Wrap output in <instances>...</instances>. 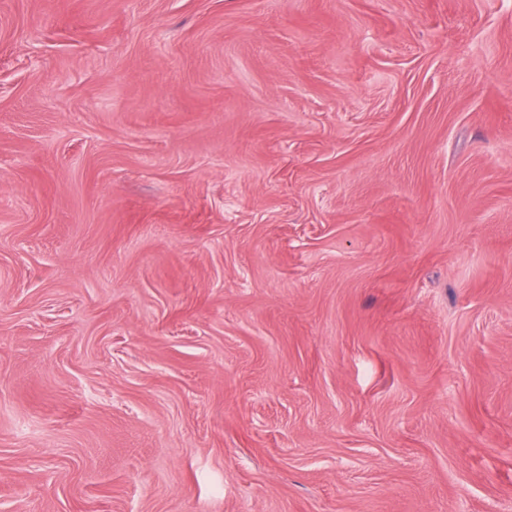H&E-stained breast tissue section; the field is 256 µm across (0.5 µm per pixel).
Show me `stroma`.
I'll list each match as a JSON object with an SVG mask.
<instances>
[{
    "mask_svg": "<svg viewBox=\"0 0 512 512\" xmlns=\"http://www.w3.org/2000/svg\"><path fill=\"white\" fill-rule=\"evenodd\" d=\"M0 512H512V0H0Z\"/></svg>",
    "mask_w": 512,
    "mask_h": 512,
    "instance_id": "stroma-1",
    "label": "stroma"
}]
</instances>
